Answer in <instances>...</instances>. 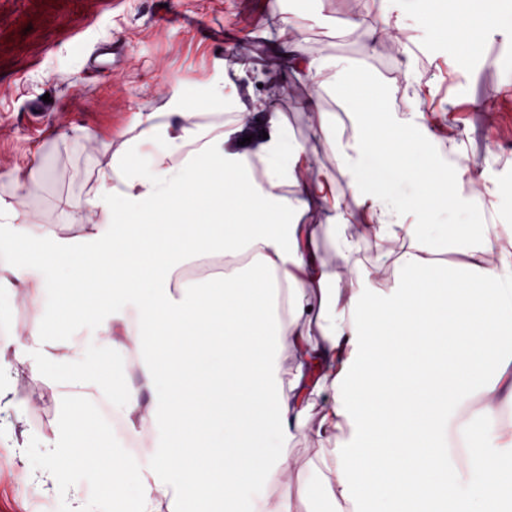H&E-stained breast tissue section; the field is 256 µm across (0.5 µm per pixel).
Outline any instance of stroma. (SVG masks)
<instances>
[{"label": "stroma", "mask_w": 512, "mask_h": 512, "mask_svg": "<svg viewBox=\"0 0 512 512\" xmlns=\"http://www.w3.org/2000/svg\"><path fill=\"white\" fill-rule=\"evenodd\" d=\"M426 7L425 0H411L403 30L411 52L401 55L384 43L368 47L362 30L348 25L352 19L377 23V0H0V15L9 19L0 27V204L17 211L10 222H0V266L9 263L13 238L36 239L50 230L81 236L70 216L87 200L106 195L112 164L128 157L141 175H150L164 146L141 137L137 116L177 92L184 104L198 105L196 122L209 136L228 134L226 150L238 151L246 137L256 147L264 137L282 134L303 144L307 179H334L349 221L346 231L359 239L357 251L340 261L320 230L327 213L314 206L303 218L318 229L314 255L344 287L392 288L396 257L358 232L359 214L346 178L338 174L339 144L353 136L356 117L347 101L326 90L317 108L309 109V88L301 82L294 97L283 98L277 75L286 51L297 59L347 60L357 74L389 88L387 102L402 118L410 115L405 77L413 75L434 159L451 166L464 157L497 189L493 209L467 198L456 209L432 213V229L472 222L478 212L484 221L512 225V0H496L504 22L476 50L433 39L415 20ZM284 16L291 26L282 38L277 29ZM215 84L225 87L224 105L201 107ZM242 112L249 115L243 124ZM324 112L332 117L325 131ZM452 137L461 144L460 155L448 152ZM35 161L43 176L17 197L10 175ZM20 371L16 405L0 413V422L13 427L0 438V512H71L73 487L93 501L96 512H113L96 471L72 470L66 489L34 484L47 466L45 439L67 410L77 408L89 421L94 415L70 387L51 383L52 369L40 378L29 365ZM334 446L309 430L294 433L282 449L290 483L265 480L264 493L308 495L322 477L321 459Z\"/></svg>", "instance_id": "1"}]
</instances>
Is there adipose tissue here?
I'll return each mask as SVG.
<instances>
[{"label": "adipose tissue", "mask_w": 512, "mask_h": 512, "mask_svg": "<svg viewBox=\"0 0 512 512\" xmlns=\"http://www.w3.org/2000/svg\"><path fill=\"white\" fill-rule=\"evenodd\" d=\"M485 2L450 16L430 9L418 21L440 40L476 47L501 25L494 0ZM295 76L311 98L325 81L371 113L341 145L340 173L367 217L364 232L399 248L395 288L342 287L333 269L305 257L299 220L326 185L305 180L302 144L280 136L231 153L197 130L194 113L171 103L148 112L142 135L161 137L182 164L158 159L147 177L132 163L112 165L109 198L87 205L109 235L16 238L0 288L26 284L35 304L34 268H68L54 320L35 318L21 348L72 386L106 390L134 439L159 430L164 443L143 472L74 411L46 440L45 479L63 488L69 469L96 470L115 512H298L291 496L246 489L262 475L287 483L288 459L268 443L311 427L345 438L331 478L311 491L331 512H479L482 503L498 512L512 502V423L499 418L502 390L512 388V225L449 224L433 237L407 221L454 209L473 190L493 202L496 190L468 166L450 171L431 159L425 129L395 119L346 61L312 59ZM413 153L422 161L411 167ZM396 171L416 183L411 197L394 195ZM285 182L292 197L278 192ZM115 198L131 210L116 213ZM208 255L237 264L177 278ZM119 295L135 299L134 323L112 312ZM94 315L108 369L87 368L77 336ZM285 347L301 352L289 376L278 366ZM311 389L328 394L314 424L299 408Z\"/></svg>", "instance_id": "obj_1"}]
</instances>
